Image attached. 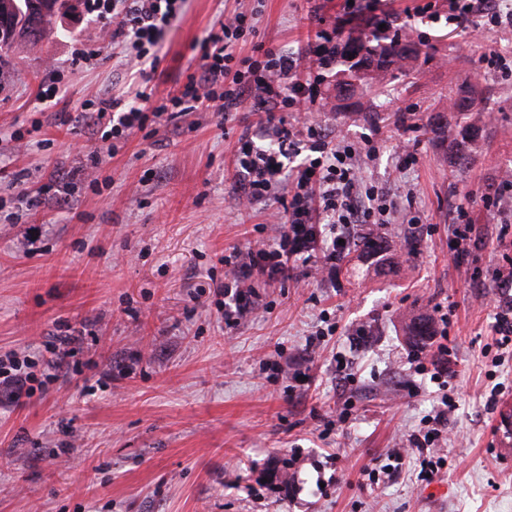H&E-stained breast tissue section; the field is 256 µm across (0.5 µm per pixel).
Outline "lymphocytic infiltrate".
Wrapping results in <instances>:
<instances>
[{"label":"lymphocytic infiltrate","instance_id":"obj_1","mask_svg":"<svg viewBox=\"0 0 512 512\" xmlns=\"http://www.w3.org/2000/svg\"><path fill=\"white\" fill-rule=\"evenodd\" d=\"M86 7L108 21L105 38L113 48L148 66L140 74L143 86L136 90L134 104H122L117 97H96L94 109L85 115L91 135L125 139L164 117L238 111L251 97L265 106L262 128L270 143L261 147L252 136L239 138L235 181L244 207L276 202L283 209L272 213L265 226L266 239L235 252V272L216 288L223 298L225 326H236L252 310L254 278L277 282L287 275L290 261L303 259L313 263L309 278L333 280L337 260L349 250L353 226L389 223L392 203L387 194L376 186H365L356 167L360 146L336 140L311 123L300 127L288 123L285 117L289 110H320L319 87L336 63L331 49L341 25L319 30L318 43L306 56L258 44L251 55L242 57L235 46L245 34L254 32L255 25L246 12L232 13L201 43L199 67L189 75L181 94L167 95L158 102L150 85V70L158 65V36L178 15L181 0H87ZM476 14L484 20V35L512 30V12L484 8L479 0H448V19L453 24ZM305 147L311 159L290 166L291 157ZM493 281L500 292L493 330L505 347L512 344V258L496 268ZM79 340V333L73 332L58 336L46 353L36 357L19 352L0 356V397L16 405L32 395L37 373L59 368ZM432 424L430 436L410 435L408 447L391 449V457L399 460L406 451L417 452L424 472L437 475L446 462L433 447L435 437L442 433L443 414L433 416Z\"/></svg>","mask_w":512,"mask_h":512}]
</instances>
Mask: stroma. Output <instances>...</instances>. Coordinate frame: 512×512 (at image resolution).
I'll list each match as a JSON object with an SVG mask.
<instances>
[{
  "instance_id": "obj_1",
  "label": "stroma",
  "mask_w": 512,
  "mask_h": 512,
  "mask_svg": "<svg viewBox=\"0 0 512 512\" xmlns=\"http://www.w3.org/2000/svg\"><path fill=\"white\" fill-rule=\"evenodd\" d=\"M372 21L406 30L415 73L343 98L315 120L368 142L366 185L393 193L397 211L380 262L352 251L335 286L300 287L297 262L261 287L258 307L228 329L214 295L223 258L262 238L265 210H241L232 149L263 110L248 100L218 123L209 112L164 121L115 145L88 134L87 100L125 95L140 64L107 47L85 0L39 45L0 60V355L37 350L56 324L82 342L18 409L0 406V512H512V352L492 330V283L512 228L485 209L512 170V77L487 64L512 59V31L476 37L449 24L448 0H376ZM432 4V15L418 6ZM343 0H183L159 41V94L182 87L193 45L235 11H255L239 43L302 51ZM97 49L94 63L80 59ZM58 99L40 102V88ZM476 88L486 132L467 167L433 124ZM415 160L401 164L399 144ZM96 165L98 189L80 170ZM32 187L40 203L18 192ZM482 245L458 266L455 224ZM418 234L404 263L398 246ZM478 269V280L466 269ZM448 312V387L415 372L409 319ZM332 335L318 336L323 323ZM283 354H276V347ZM456 407L439 446L448 465L425 481L418 455L384 475L388 451L427 430L442 395Z\"/></svg>"
}]
</instances>
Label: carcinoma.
<instances>
[{
	"instance_id": "carcinoma-1",
	"label": "carcinoma",
	"mask_w": 512,
	"mask_h": 512,
	"mask_svg": "<svg viewBox=\"0 0 512 512\" xmlns=\"http://www.w3.org/2000/svg\"><path fill=\"white\" fill-rule=\"evenodd\" d=\"M25 4L33 16V27L15 44L34 47L51 28L56 13L46 10L45 0H25ZM418 57V50L404 35L387 28L381 30L377 23L369 26L357 21L345 36L336 39V60L342 65L336 71V91L347 93L369 80L393 78L397 72H406ZM477 99V92L467 89L459 92L453 100L459 119L448 125L447 132L461 146L457 153V161L461 165L470 162L478 144L479 115L483 108L475 106Z\"/></svg>"
}]
</instances>
